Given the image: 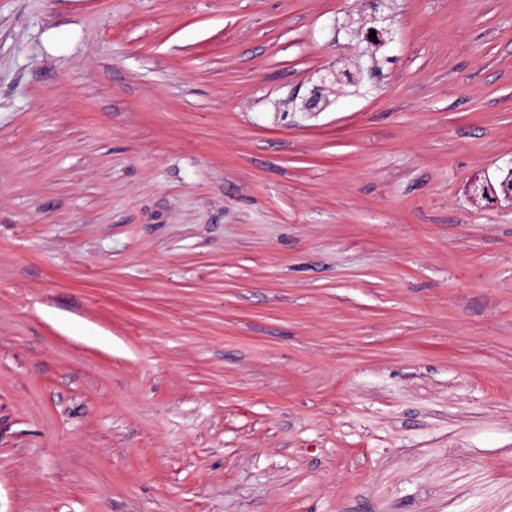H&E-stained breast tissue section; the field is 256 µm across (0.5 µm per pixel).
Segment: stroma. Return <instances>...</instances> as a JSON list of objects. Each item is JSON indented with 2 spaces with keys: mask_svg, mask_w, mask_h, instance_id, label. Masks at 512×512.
<instances>
[{
  "mask_svg": "<svg viewBox=\"0 0 512 512\" xmlns=\"http://www.w3.org/2000/svg\"><path fill=\"white\" fill-rule=\"evenodd\" d=\"M509 160L512 0H0V512H512Z\"/></svg>",
  "mask_w": 512,
  "mask_h": 512,
  "instance_id": "35a3bbf8",
  "label": "stroma"
}]
</instances>
